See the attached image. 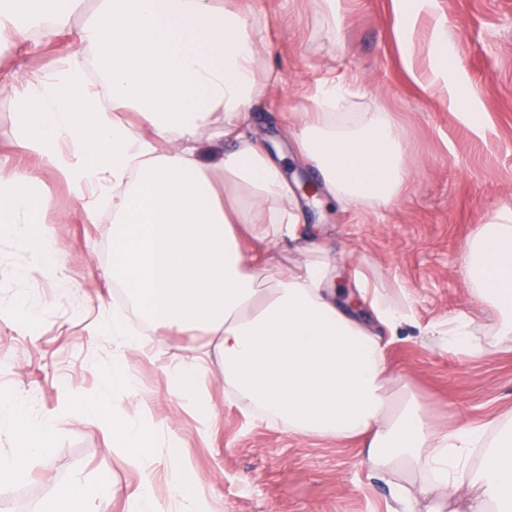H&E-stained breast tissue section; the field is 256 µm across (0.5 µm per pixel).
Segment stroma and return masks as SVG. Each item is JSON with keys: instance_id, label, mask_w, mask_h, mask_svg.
<instances>
[{"instance_id": "stroma-1", "label": "stroma", "mask_w": 512, "mask_h": 512, "mask_svg": "<svg viewBox=\"0 0 512 512\" xmlns=\"http://www.w3.org/2000/svg\"><path fill=\"white\" fill-rule=\"evenodd\" d=\"M242 6L263 54L246 131L279 159L306 237L335 257V285L351 287L360 264L386 302L412 295V323L386 350L393 388H405L440 431L462 420L481 426L511 417L512 341L496 342L492 315L473 300L459 269L473 226L512 208V0H432L413 24L392 0H352L337 24L315 0H242ZM96 7L97 0H86L83 15L52 40L31 32L0 46V172L36 170L48 217L62 219L54 227L58 265L51 272L33 265L14 237L0 235V399L19 400L31 417L54 424L50 455L36 458L21 481L0 485V512H41L75 478L111 483L114 497L101 512H135L145 487L161 512H182L174 488L188 469L201 478L198 492L212 512H388L398 487L416 491L430 474L375 470L358 440L290 435L257 418L218 369L202 388L211 417L198 403L177 401L165 367L195 357L207 336L158 329L135 353L103 334L113 310L126 306L111 276L112 213L101 203L96 220L88 221L58 170L9 137L15 71L33 64L52 69ZM440 26L455 45L444 70L433 44ZM336 77L354 87L343 111L391 113L404 134L409 181L390 205L344 208L324 192L301 190L319 178L296 148L297 113ZM455 98L469 103L479 129L462 121ZM20 288L40 305L31 330L15 312ZM459 313L474 320L485 345L481 355L420 335V327ZM116 363L128 367L138 388L114 392V408L123 413L147 404L143 421L154 433L138 468L125 462L100 422L78 410Z\"/></svg>"}]
</instances>
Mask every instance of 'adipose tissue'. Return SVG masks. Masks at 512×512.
I'll return each mask as SVG.
<instances>
[{
    "label": "adipose tissue",
    "instance_id": "obj_1",
    "mask_svg": "<svg viewBox=\"0 0 512 512\" xmlns=\"http://www.w3.org/2000/svg\"><path fill=\"white\" fill-rule=\"evenodd\" d=\"M83 0H0V38L67 28ZM262 58L242 10L218 0H99L71 52L46 74L18 73L17 143L58 168L77 200L105 195L112 211V279L133 311L152 326L211 336L224 381L252 406L300 436L358 437L368 460L388 469L411 461L434 474L422 495L464 512H512V420L495 437L460 423L431 429L413 399L394 398L385 365L386 336L410 321V304L381 300L364 269L354 272L359 297L376 321L367 326L336 303L330 258L307 261L271 280L267 260L244 241L300 238L301 215L280 166L251 139L245 121ZM347 83L325 84L313 108L298 115V148L321 173L324 190L348 206L389 204L407 181L406 144L385 112L347 115L336 102ZM230 143L210 166L198 158L196 135ZM37 174L0 175V234L17 236L34 262L56 266L41 204L30 188ZM473 298L494 313L498 333L512 335V210L475 225L461 267ZM426 335L460 353L481 350L467 317L429 324ZM203 357L169 375L180 400L201 396ZM116 364L82 411L100 420L125 458L141 464L152 432L138 416L117 415L114 390L133 391ZM15 448L0 454V485L24 478L47 455L51 419L29 416L19 402H0V431ZM482 449L479 466L469 451ZM480 494L464 500V489ZM111 484L72 481L43 512H95Z\"/></svg>",
    "mask_w": 512,
    "mask_h": 512
}]
</instances>
